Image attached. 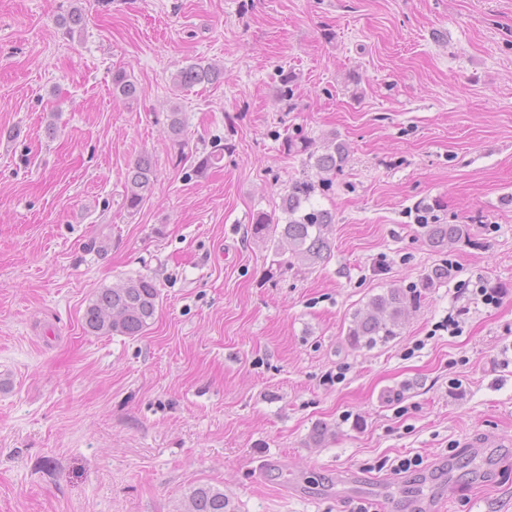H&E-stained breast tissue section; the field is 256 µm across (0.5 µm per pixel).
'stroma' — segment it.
Segmentation results:
<instances>
[{
    "label": "stroma",
    "instance_id": "1",
    "mask_svg": "<svg viewBox=\"0 0 512 512\" xmlns=\"http://www.w3.org/2000/svg\"><path fill=\"white\" fill-rule=\"evenodd\" d=\"M197 60L221 81L174 90ZM175 106L219 167L176 165ZM331 133L334 250L308 268L250 225L303 175L286 138ZM143 155L157 181L131 212ZM423 205L467 238L432 250ZM444 262L398 336L348 345L371 296ZM137 275L160 289L148 330L86 332L92 294ZM507 348L512 0H0V512H183L198 485L236 512H350L344 471L379 512H512ZM156 180V170L149 156H141L127 172L125 207L136 211L150 196Z\"/></svg>",
    "mask_w": 512,
    "mask_h": 512
}]
</instances>
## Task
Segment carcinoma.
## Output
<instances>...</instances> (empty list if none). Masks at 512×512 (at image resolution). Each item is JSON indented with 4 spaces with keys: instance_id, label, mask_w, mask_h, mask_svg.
<instances>
[{
    "instance_id": "cac0c4a2",
    "label": "carcinoma",
    "mask_w": 512,
    "mask_h": 512,
    "mask_svg": "<svg viewBox=\"0 0 512 512\" xmlns=\"http://www.w3.org/2000/svg\"><path fill=\"white\" fill-rule=\"evenodd\" d=\"M223 74L213 64L191 63L171 75L175 88H190L199 84H213ZM112 93L125 99L137 96V87L126 71L112 72ZM169 129L178 150V161L187 158L183 139L185 121L183 113L174 109L168 115ZM288 150L307 155L306 166L317 173L336 172L348 156L345 142L332 135L327 137L326 149L318 154L310 150L306 138L288 139ZM224 147L213 144L211 150L196 163V172L220 163ZM156 180V170L150 157H140L127 172L125 207L136 211L150 196ZM318 183L309 175L296 179L285 189L279 209L280 219L259 213L253 220L252 234L262 242L284 239L288 242L291 258L305 266H314L330 259L332 254L331 232L335 224L333 213L313 203ZM423 235L434 248H444L459 241L464 235L461 224H424ZM448 278V267L442 266L428 272L417 286L404 291L390 288L383 294L369 299L365 308L356 311L346 333L348 344L354 348L373 349L384 345L398 335L401 320L408 307L421 298V289ZM160 289L147 275L129 277L122 283L99 289L89 299L84 313L86 330L98 336L142 335L154 322L159 305ZM186 512H234L232 503L224 492L208 485L192 488L187 495Z\"/></svg>"
}]
</instances>
